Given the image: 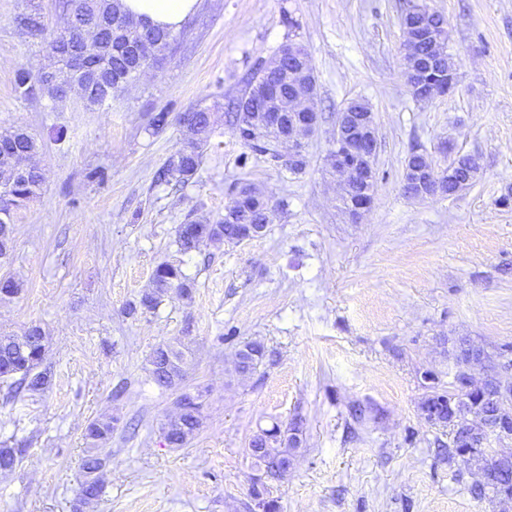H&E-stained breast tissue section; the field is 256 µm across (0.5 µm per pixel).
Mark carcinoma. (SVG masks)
Returning a JSON list of instances; mask_svg holds the SVG:
<instances>
[{"mask_svg":"<svg viewBox=\"0 0 512 512\" xmlns=\"http://www.w3.org/2000/svg\"><path fill=\"white\" fill-rule=\"evenodd\" d=\"M58 8L66 20L63 33L48 45L49 64L40 74L20 67L14 76V90L18 98L34 100L48 96L53 102L65 104L70 98L62 95L67 85L81 89L74 104L95 110L105 106L120 89L138 79L140 67L163 63L171 56L180 34L152 25H144L122 9L121 0H58ZM20 24L30 34L43 31L44 23L38 9L22 14ZM406 35L419 28L430 31L431 39L414 43L413 53L406 57L407 64L420 58L437 59L438 70L453 68L448 54L439 53L435 40H448L445 21L439 14H426V9L411 5L402 18ZM279 64L259 65L248 77L240 98L229 107L230 123L238 139L250 151L267 161L278 162L280 132L260 129L252 121L249 100L263 90L279 91L288 96L284 75L298 66V57L288 53V44L279 47ZM184 146L176 159L161 167L156 182L176 186L189 182L196 174L207 145L211 127V108L199 106L180 115ZM405 164L410 167L434 165V160L421 148L413 147ZM482 172L481 156L477 153H455L442 169L443 190L456 194V188L465 183L472 186ZM40 145L37 139L21 126L0 131V260L13 249V215L27 206L43 184ZM274 208L267 197L253 184L240 182L234 186V197L224 212L203 220L190 217L177 228L181 251L191 253L203 241L238 244L251 239L252 228H267ZM153 288L141 294L138 305L128 307V314L136 309L148 312L157 308L162 298L172 289L186 299H192L193 284L183 271L171 264L161 263L152 273ZM266 346L260 341H247L237 350L234 373L250 377L258 372L266 359ZM483 355L486 368L484 381L495 385L499 360L512 357V346L504 345L490 355ZM45 355V336L37 325L28 327L20 335H0V378L19 377V385L30 392L45 390L50 379L48 372L39 370ZM187 359L182 342L175 341L156 347L148 359V372L160 388L169 389L181 381L186 373ZM428 392L420 409L425 419L437 426L448 428V459L461 455L465 448H475L474 457L483 480L472 485L471 492L479 499L500 503L512 502V459L488 447V413L499 410L492 398H487L484 409L472 411L460 408L448 417L450 391L430 378ZM203 405L191 401L180 405L178 415L161 427L166 444L171 448L184 447L200 430ZM116 419H95L85 429V439L92 451L82 461L83 480L79 501L88 503L97 499L104 485V469L112 456L107 444L112 439ZM303 443V422L294 418L281 425L254 432L245 448L252 467L261 471L274 470L278 463L293 456ZM19 448L0 446V471H11L18 462Z\"/></svg>","mask_w":512,"mask_h":512,"instance_id":"carcinoma-1","label":"carcinoma"}]
</instances>
